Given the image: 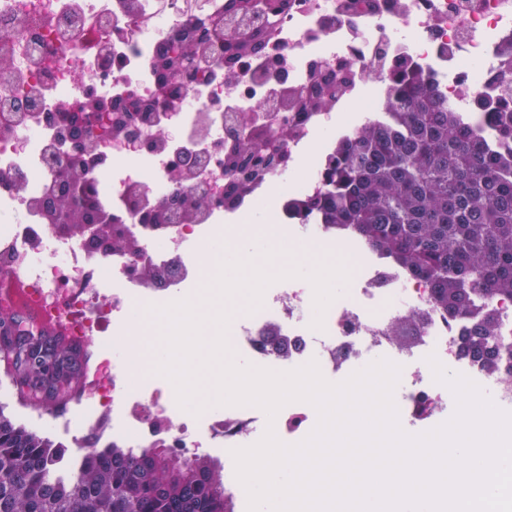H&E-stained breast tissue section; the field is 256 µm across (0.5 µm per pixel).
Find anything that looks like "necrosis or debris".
I'll list each match as a JSON object with an SVG mask.
<instances>
[{"instance_id":"4bbe7bcc","label":"necrosis or debris","mask_w":512,"mask_h":512,"mask_svg":"<svg viewBox=\"0 0 512 512\" xmlns=\"http://www.w3.org/2000/svg\"><path fill=\"white\" fill-rule=\"evenodd\" d=\"M183 0H0V58L12 68L0 77V278L20 283L45 322L59 323L81 343L111 336L84 372V414L54 419L45 431L80 444L96 432L101 445L138 450L157 439L169 447L235 449L256 444L263 429L256 408L219 406L195 414L149 380L132 382L124 348L132 309L148 312L192 297L203 258L251 223L255 208L280 187V201L304 197L323 184L324 161L338 136L377 120L401 70L418 72L456 111L480 114L512 93V0H292L261 53L214 64L173 97L162 96L153 59L191 21ZM336 71L344 90L328 107L297 112L289 91L309 85L316 68ZM104 99L134 95L156 104L145 131L162 137L148 150L123 137L101 136L85 159L87 181L105 211L120 214V231L137 243L134 255L95 246L46 222L34 201L51 195L67 155L54 115L68 111L87 90ZM259 125L285 122L295 130L283 145L288 161L256 181L246 195L211 207L195 221L168 212L159 224L140 221L128 205L140 188L159 206L182 188L221 193L228 176L222 147L242 115ZM185 176L171 179L174 169ZM24 184L18 193L16 184ZM274 232L291 247L359 256L357 274L327 307L314 329L313 288L303 278L265 289L258 315L232 328L236 351L249 365L285 372L317 362L339 383L371 362L400 365L394 402L406 430L435 428L455 407L435 382L427 356H436L512 412V382L473 364L459 352L464 324L437 310L425 280L389 266L357 239L330 235L324 225L293 224L276 213ZM161 274L151 286L131 274L133 263ZM421 318L417 341L400 346L388 335L397 318ZM316 409L294 401L274 419L280 441L297 444L315 428Z\"/></svg>"}]
</instances>
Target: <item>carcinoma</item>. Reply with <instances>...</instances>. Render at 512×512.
<instances>
[{"mask_svg":"<svg viewBox=\"0 0 512 512\" xmlns=\"http://www.w3.org/2000/svg\"><path fill=\"white\" fill-rule=\"evenodd\" d=\"M265 34L240 31L219 16L196 23L173 44L161 45L154 69L180 76L219 59L247 57ZM339 89L336 73L324 69L293 96L300 110L330 103ZM390 120L365 125L336 141L329 176L318 191L288 203L291 216L314 218L331 234L350 235L388 263L430 283L437 308L468 326L459 338L462 354L482 368L512 380L502 369L494 343L495 314L478 299H512V102L494 106L492 138L414 74L400 75L389 103ZM279 139L251 135L224 156L233 174L249 157L268 154ZM191 218L208 208L192 193H176ZM51 221L68 222L84 235L78 205H43ZM15 327L8 340L7 366L26 397L49 410L48 395H59L77 381L78 351L13 312L0 311V324ZM409 345L418 319L406 315L388 331ZM61 444L18 423L0 403V512H234L224 492L221 466L207 455L185 457L160 444L136 452L104 448L92 441L71 468L58 465Z\"/></svg>","mask_w":512,"mask_h":512,"instance_id":"obj_1","label":"carcinoma"}]
</instances>
